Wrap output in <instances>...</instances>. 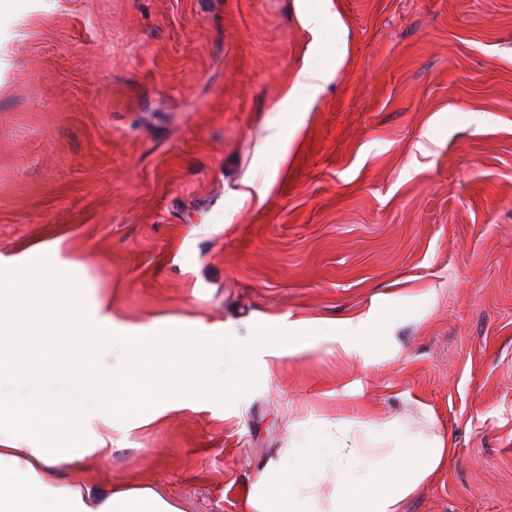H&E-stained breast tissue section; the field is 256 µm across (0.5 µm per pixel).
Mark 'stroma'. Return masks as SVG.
<instances>
[{"instance_id": "35a3bbf8", "label": "stroma", "mask_w": 512, "mask_h": 512, "mask_svg": "<svg viewBox=\"0 0 512 512\" xmlns=\"http://www.w3.org/2000/svg\"><path fill=\"white\" fill-rule=\"evenodd\" d=\"M17 0L0 12V256L49 235L129 322L273 319L381 300L378 364L325 343L231 405L184 397L112 437L108 474L184 512H247L319 424L426 429L451 451L405 512H512V0ZM319 92L284 88L301 67ZM291 116L290 142L273 137ZM263 197L242 198L245 181ZM435 291L428 299L427 291ZM71 371L14 389L49 408Z\"/></svg>"}]
</instances>
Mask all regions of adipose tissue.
<instances>
[{"label": "adipose tissue", "mask_w": 512, "mask_h": 512, "mask_svg": "<svg viewBox=\"0 0 512 512\" xmlns=\"http://www.w3.org/2000/svg\"><path fill=\"white\" fill-rule=\"evenodd\" d=\"M55 246L45 243L0 263V512H182L161 489L140 484H114L106 477L112 456L106 438L92 447L67 450L51 446L43 434L40 407L10 400L5 391L27 379L31 365L22 361L20 344H36L41 330L39 310L30 301L33 274L51 265L48 284L58 315L70 325L93 332V374L111 382L112 392L83 397L95 418L149 421L174 408L179 397L220 392L233 400L247 385L252 370L267 359L309 349V337L331 343L344 358L375 364L371 350L386 333L381 302L342 320H280L275 338L251 348L229 340L223 328L197 318H154L149 324L124 323L112 314L111 301L97 298L84 285L82 263L54 260ZM201 350H220L221 378L202 369L190 376L168 378L154 373L159 360ZM353 421L321 425L295 447L284 449L257 473L248 496L250 512H401L404 501L439 467L447 448L434 433L396 427L383 447L351 443ZM87 472L84 483L66 481V472ZM329 495H322L323 487Z\"/></svg>", "instance_id": "adipose-tissue-1"}]
</instances>
